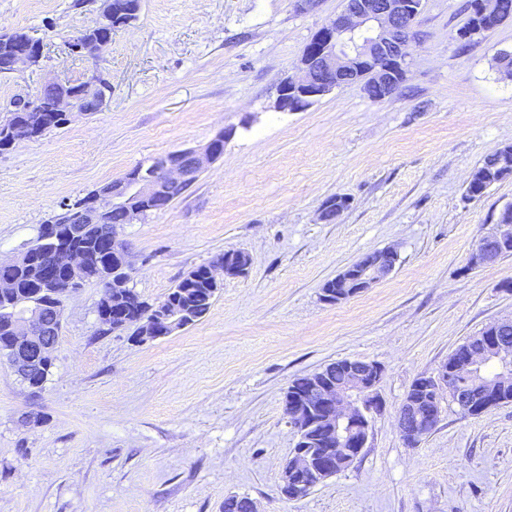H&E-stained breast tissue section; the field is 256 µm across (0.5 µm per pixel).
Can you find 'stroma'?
I'll list each match as a JSON object with an SVG mask.
<instances>
[{"instance_id":"stroma-1","label":"stroma","mask_w":512,"mask_h":512,"mask_svg":"<svg viewBox=\"0 0 512 512\" xmlns=\"http://www.w3.org/2000/svg\"><path fill=\"white\" fill-rule=\"evenodd\" d=\"M468 0H423L422 43L406 81L375 102L350 85L302 112L273 108L280 81L343 0H142L96 60L65 41L91 27L86 0H0V31L44 38L36 66L0 73V121L15 95L56 78L107 74L102 111L0 150V264L17 259L62 203L139 162L204 146L224 154L164 211L120 227L129 285L157 302L230 249L245 275L224 279L196 324L145 343L97 318L104 290L65 301L41 391L0 358V512H512V403L477 417L442 413L408 447L396 410L467 337L512 317V255L469 268L477 241L512 204V176L477 200L473 170L512 145V19L461 47ZM349 205L332 224L333 196ZM395 247V270L337 304L323 284L364 253ZM378 363L384 410L351 467L289 500L281 471L296 444L284 393L344 359ZM40 415L26 425L24 416Z\"/></svg>"}]
</instances>
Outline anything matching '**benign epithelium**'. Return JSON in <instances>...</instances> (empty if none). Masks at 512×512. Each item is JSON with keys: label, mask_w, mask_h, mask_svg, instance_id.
Instances as JSON below:
<instances>
[{"label": "benign epithelium", "mask_w": 512, "mask_h": 512, "mask_svg": "<svg viewBox=\"0 0 512 512\" xmlns=\"http://www.w3.org/2000/svg\"><path fill=\"white\" fill-rule=\"evenodd\" d=\"M422 0H345L342 11L327 20L305 45L299 59L302 76L284 78L277 89L276 106L282 111L301 112L331 91L352 84L361 86L367 97L382 101L397 93L406 80L410 49L420 46L422 33L419 16ZM470 11L478 19L475 26L461 29L457 39L466 41L496 29L503 21L497 0H471ZM98 17L87 33L76 36L74 54L96 58L103 54L108 40L95 39L90 33L112 34V0H98ZM71 81L59 80L46 85L56 94L57 111L70 121L76 112H84L70 92ZM221 132L200 149L177 150L167 157L139 163L134 171L112 180L108 189L94 191L90 197L64 208L79 218L81 224H95L111 207L130 209L131 223L148 211L161 212L170 205L168 192L175 185H192L205 165L224 153ZM76 235L50 228L44 237L38 262L48 272L52 287L36 294L16 296L11 300L12 284L0 282V321L7 324L6 337L9 364L14 372L29 383L45 359L52 355L62 327V307L66 296L95 271L102 286L110 284L118 273L129 274L130 261L126 245L112 234V261L97 253L82 250ZM512 245V207L500 211L493 229L476 244L469 266L495 263ZM398 254L392 248L374 250L336 275V290L328 291L331 299L343 300L366 292L391 274ZM228 277H239L244 267L233 256L208 266L213 283L216 271ZM139 323L137 340L144 342L169 336L185 328L183 315L171 306L151 305ZM512 328V318L491 323L488 333L466 347L462 359L443 364L433 376H424L416 387L405 394L398 412V427L403 440L418 444L435 428L444 408L442 390L449 391L458 409L484 411L495 405L512 382V364L505 363L512 353L503 333ZM382 367L372 361L353 359L345 367V380L336 385L326 377L310 381L299 398H288L285 407L294 429L321 424L330 431L343 456L357 459L368 445L371 414L380 411L382 403L376 388ZM343 470V461L325 452L315 461L309 444L304 442L291 457L290 475L306 474L321 483Z\"/></svg>", "instance_id": "benign-epithelium-1"}]
</instances>
